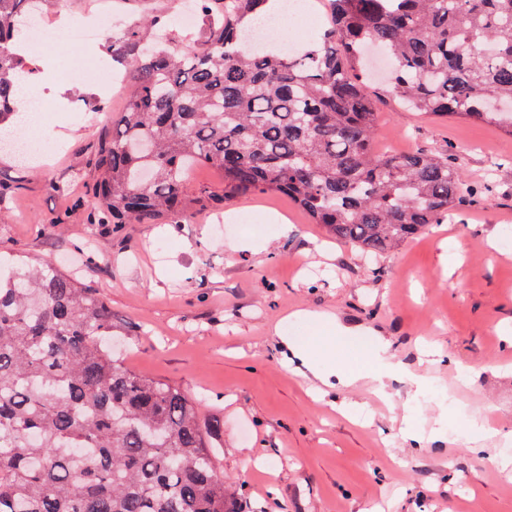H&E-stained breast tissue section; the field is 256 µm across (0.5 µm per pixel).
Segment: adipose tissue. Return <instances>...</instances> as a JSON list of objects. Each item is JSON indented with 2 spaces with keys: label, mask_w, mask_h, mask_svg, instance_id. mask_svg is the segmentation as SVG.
<instances>
[{
  "label": "adipose tissue",
  "mask_w": 512,
  "mask_h": 512,
  "mask_svg": "<svg viewBox=\"0 0 512 512\" xmlns=\"http://www.w3.org/2000/svg\"><path fill=\"white\" fill-rule=\"evenodd\" d=\"M314 324L323 328L324 336L315 347H308L290 338H283L282 344L289 352L290 361L308 369L319 383L320 394H328L330 390L347 387L360 380H368L374 392L379 397H387L386 378L398 376L410 387L412 397H419L432 386L430 375H421L412 371L402 362L394 361L389 353L390 343L384 338H377L375 343L365 352V356L373 364L376 371H357L349 367L344 361L338 360L339 342L348 336L349 328L343 327L330 316L320 314L314 316Z\"/></svg>",
  "instance_id": "1"
}]
</instances>
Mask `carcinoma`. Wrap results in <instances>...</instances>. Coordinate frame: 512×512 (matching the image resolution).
I'll list each match as a JSON object with an SVG mask.
<instances>
[{"label": "carcinoma", "instance_id": "1", "mask_svg": "<svg viewBox=\"0 0 512 512\" xmlns=\"http://www.w3.org/2000/svg\"><path fill=\"white\" fill-rule=\"evenodd\" d=\"M270 0H190L207 22L188 48L107 43L136 79L98 144L92 224H179L206 208L191 167L224 172V199L288 197L334 238L375 257L448 219L464 187L448 151L381 153L364 51L392 61L413 109L512 135V0H328L332 26L297 62L248 51ZM43 0H0V130L24 119L30 74L17 22ZM96 288L0 255V512H238L217 466L224 431L180 388L127 368Z\"/></svg>", "mask_w": 512, "mask_h": 512}]
</instances>
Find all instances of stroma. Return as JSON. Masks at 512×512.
I'll return each mask as SVG.
<instances>
[{
  "label": "stroma",
  "mask_w": 512,
  "mask_h": 512,
  "mask_svg": "<svg viewBox=\"0 0 512 512\" xmlns=\"http://www.w3.org/2000/svg\"><path fill=\"white\" fill-rule=\"evenodd\" d=\"M182 0H55L44 22L68 30L108 12L138 25L145 13L177 15ZM35 80L54 107L34 141L42 160L20 167L0 161V251L50 259L97 288L127 332L116 353L133 371L179 386L209 418L224 424L219 467L243 512H512V464L489 441L474 452L457 438L461 408L488 407L490 427L512 434V134L497 127L442 121L406 109L380 84L374 146L380 152L452 150L469 185L489 182L483 204L460 200L448 223L379 257L330 241L322 225L287 198L238 196L179 224L89 222L92 159L111 112L124 109L128 85L73 83L103 41L62 37L40 51L24 48ZM287 218L291 230L261 219ZM327 313L355 340L380 335L398 359L418 362V337L445 357L429 368L433 389L410 399L389 382L390 399L371 385L310 393L311 380L283 359L280 335L314 333L296 311ZM483 370L468 387L457 363ZM365 405L353 422L341 404ZM448 416L446 443L417 450L400 431L403 416L429 426ZM250 471H243L245 459Z\"/></svg>",
  "instance_id": "stroma-1"
}]
</instances>
